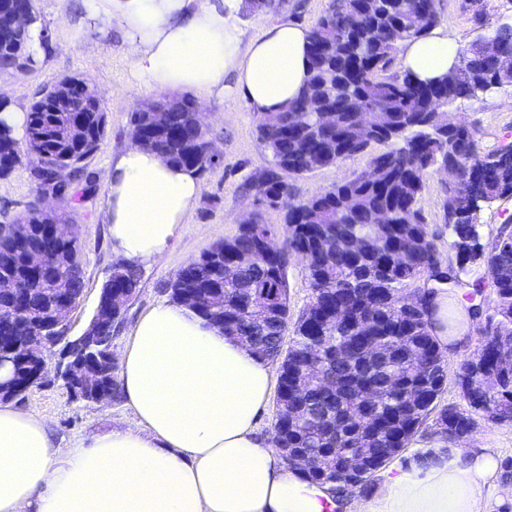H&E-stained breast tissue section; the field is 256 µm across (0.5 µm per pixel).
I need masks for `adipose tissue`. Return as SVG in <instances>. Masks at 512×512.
<instances>
[{
  "mask_svg": "<svg viewBox=\"0 0 512 512\" xmlns=\"http://www.w3.org/2000/svg\"><path fill=\"white\" fill-rule=\"evenodd\" d=\"M240 0H88L112 16L149 85L244 99L257 115L283 108L307 78L308 28L282 19L250 40L233 21ZM460 44L441 29L401 46L423 80L454 65ZM194 169L136 142L108 166L100 219L112 249L139 265L162 259L196 208ZM442 350L467 345L448 328V296L428 311ZM116 380L133 424L59 447L49 425L0 402V512H490L512 507V483L491 448L438 445L428 464L386 474L373 495L345 494L286 464L258 418L271 367L190 307L161 300L126 329Z\"/></svg>",
  "mask_w": 512,
  "mask_h": 512,
  "instance_id": "obj_1",
  "label": "adipose tissue"
}]
</instances>
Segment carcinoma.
Masks as SVG:
<instances>
[{
  "mask_svg": "<svg viewBox=\"0 0 512 512\" xmlns=\"http://www.w3.org/2000/svg\"><path fill=\"white\" fill-rule=\"evenodd\" d=\"M419 5L409 0H330L328 8L310 28L309 78L305 88L283 110L261 118L257 134L271 155L261 183H253L262 201L284 210L286 250L269 257L255 249L257 235L270 231L266 224L240 229L213 245L195 260L197 275L185 280L176 274L164 284L169 301L190 303L201 292L212 306L197 308L208 323L223 327L224 335L252 339L254 353L278 364L282 389L275 401L273 444L283 458L290 454L322 456L333 466L303 470L311 481L330 484L347 456H365L368 484L375 473L404 450L432 413L438 432L450 439L470 424L497 423L512 415V277L492 284L495 311L488 320L499 329L496 346L502 369L462 394L463 406L438 407L447 379L443 351L426 320L431 303L429 289L422 305L399 319L394 306L401 303L409 281L424 272L437 286H448V332L458 323L454 297L468 288L478 298L485 288L477 278L462 283L458 273L469 265H496L512 270V232L500 231L494 243L481 242L482 207L512 198V147L479 150L472 135L453 131L440 135L434 119L437 107L475 99L506 85V76L494 58L484 55L483 37L497 42L498 53L512 55V24H500L480 33L460 49L457 63L443 82L421 80L410 72H394L391 65L400 45L425 36L440 23L433 13L428 25L417 20ZM11 0H0V73L22 70L33 61L27 52V31L12 35ZM75 112L55 108L47 91L29 109L25 144L36 156L32 174L42 192L64 199L79 164L106 135V116L85 102L82 82L68 79ZM380 112L374 142L386 149L370 158L366 169L302 202L291 200L288 174L302 176L335 166L362 154L366 147L353 140L357 104ZM307 105L304 123L289 124L293 110ZM174 133L163 136L155 149L171 162L207 172L212 164L201 157L203 131L193 102L172 99ZM336 112L332 124L317 123L314 110ZM21 151L13 129L0 121V163L13 168L12 154ZM448 165L461 171V180L448 189L445 220L448 247L455 263L443 265L436 236L424 224L418 207L429 173ZM485 187L475 201L468 192L470 178ZM378 211L392 214L389 224L373 223ZM58 217L36 209L23 222L0 226V278L15 283L0 295V349L17 341L11 315L38 319L61 301H79L84 290V267L77 237L51 243L39 262L27 256V247L47 239ZM373 237L374 246L356 252L352 241ZM304 260L311 301L295 323L288 347L283 336L288 326V255ZM238 274L224 282V263ZM112 287L134 295L141 270L121 261L111 270ZM345 307L350 320L336 325L326 308ZM357 336L383 343L377 352L357 354L349 349ZM487 352L465 356L456 370L457 385ZM333 373L340 385L324 393L314 382L319 371ZM386 386V398L375 407L379 427L364 425L361 395Z\"/></svg>",
  "mask_w": 512,
  "mask_h": 512,
  "instance_id": "cac0c4a2",
  "label": "carcinoma"
}]
</instances>
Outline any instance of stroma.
Here are the masks:
<instances>
[{
  "label": "stroma",
  "mask_w": 512,
  "mask_h": 512,
  "mask_svg": "<svg viewBox=\"0 0 512 512\" xmlns=\"http://www.w3.org/2000/svg\"><path fill=\"white\" fill-rule=\"evenodd\" d=\"M276 10L243 7L235 23L244 38L259 34L268 24L287 18L309 27L328 6V0H275ZM440 26L461 45H468L479 30H492L512 20V0H485L484 25L476 27L461 0H438ZM35 10L44 26L48 52L19 73L0 78V93L21 109H29L44 90L58 79H83L101 100L106 113L107 133L95 154L83 164L74 182L83 199L66 205L53 198H40L31 175L29 160H22L9 175L0 177V225L15 224L36 207L54 210L61 223L71 225L83 252V299L69 315L71 334H81L96 308L105 276L118 257L99 210L106 194L105 174L113 156L121 153L129 140L130 115L141 103L175 98L172 90L151 88L140 79L126 45L115 33V21L88 17L83 0H35ZM208 128V137L221 160L200 175V200L189 215L182 236L166 259L142 267L138 292L128 302L124 319L132 321L140 312L162 299L164 283L188 261L197 259L215 243L234 236L240 217L260 214L276 234H283L282 209L262 203L250 179L268 167L271 157L256 132L258 117L244 102L221 100L203 93H190ZM471 129L480 149L489 150L512 143V86L480 100L465 101L454 109ZM374 144L368 153L290 179L294 200L302 201L324 188L362 171L370 155L381 152ZM446 180L429 174L420 198L426 224L437 235V247L450 257L448 230L444 223ZM17 406L47 421L61 446L88 433H103L112 426L130 424L133 412L125 402L95 404L73 402L60 380L37 385L17 398ZM466 448L498 449L502 460H512V423L479 422L462 442Z\"/></svg>",
  "instance_id": "stroma-1"
}]
</instances>
